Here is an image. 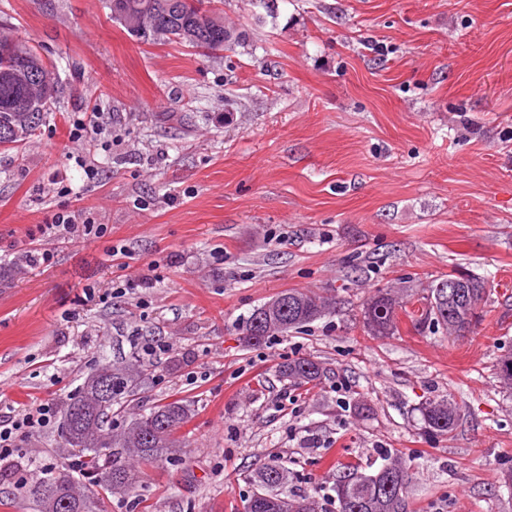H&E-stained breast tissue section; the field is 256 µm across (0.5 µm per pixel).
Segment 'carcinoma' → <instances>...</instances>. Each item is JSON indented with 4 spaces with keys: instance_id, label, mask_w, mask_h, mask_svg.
Masks as SVG:
<instances>
[{
    "instance_id": "1",
    "label": "carcinoma",
    "mask_w": 512,
    "mask_h": 512,
    "mask_svg": "<svg viewBox=\"0 0 512 512\" xmlns=\"http://www.w3.org/2000/svg\"><path fill=\"white\" fill-rule=\"evenodd\" d=\"M223 0H105L110 14L138 12L147 29L158 32L161 43L192 45L184 32L195 31L208 50H231L242 41V33L224 23L216 3ZM28 68L50 66L32 46L14 39H0V147L14 148L32 136L46 114L18 112L16 99L29 85L17 79L22 55ZM486 297L483 279L459 272L442 275L422 292L401 296L392 288L378 289L361 309L363 325L375 338L399 333V314L407 316L416 329L427 328L450 338L470 331L479 318ZM334 296L311 291L288 290L255 308L242 327L247 346H261L269 338L287 334L336 312ZM278 377L298 388L318 385L326 373L322 362L311 356L297 357L277 368ZM142 365L131 360L104 361L88 374L78 392L63 410L60 447L83 458L86 474L105 493L126 497L135 493L142 478L141 466H154L183 454L180 429L190 418V406L181 399L154 405L146 414L131 417L123 425L112 423V406L104 404L102 386L126 389L143 377ZM424 428L436 436H451L459 414L447 398H428L418 408ZM255 491L245 500V512H322L316 496L288 495L289 471L272 458L249 475ZM411 483L410 467L400 458H388L376 468L361 469L345 464L336 469L333 491L337 512H403ZM49 487L54 497L70 504L69 512H98V500L64 463L36 481L29 497L38 512H54L51 499L37 494Z\"/></svg>"
}]
</instances>
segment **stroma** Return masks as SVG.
Listing matches in <instances>:
<instances>
[{
  "label": "stroma",
  "mask_w": 512,
  "mask_h": 512,
  "mask_svg": "<svg viewBox=\"0 0 512 512\" xmlns=\"http://www.w3.org/2000/svg\"><path fill=\"white\" fill-rule=\"evenodd\" d=\"M245 40L208 54L144 43L102 0H0V34L36 46L61 90L37 135L0 148V422L49 404L0 462V512H33L63 409L100 361L140 360L122 424L192 408L182 459L103 512H242L243 472L278 457L294 494L334 498L337 464L410 463L406 512H512V0H224ZM101 234L40 235L59 211ZM49 249L50 264L30 256ZM484 279L465 336L365 332L377 289ZM301 289L335 313L259 347L258 305ZM313 356L302 395L278 365ZM445 396L454 437L416 410ZM365 401L369 417L358 416Z\"/></svg>",
  "instance_id": "stroma-1"
}]
</instances>
